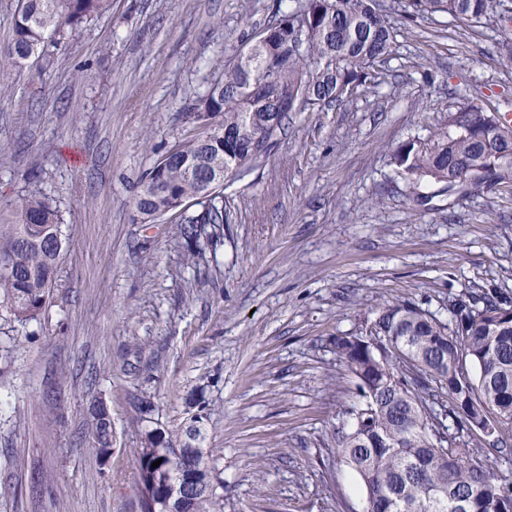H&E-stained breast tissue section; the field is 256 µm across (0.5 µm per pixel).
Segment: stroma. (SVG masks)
Wrapping results in <instances>:
<instances>
[{"instance_id":"stroma-1","label":"stroma","mask_w":512,"mask_h":512,"mask_svg":"<svg viewBox=\"0 0 512 512\" xmlns=\"http://www.w3.org/2000/svg\"><path fill=\"white\" fill-rule=\"evenodd\" d=\"M381 4L394 41L373 82L292 113L268 157L225 181L228 219L198 246L180 226L199 204L144 224L135 194L197 135L185 111L218 64L297 0H112L50 59L7 67L0 205L38 185L72 250L38 320L0 319V512H140L133 450L192 398L224 512H362L331 438L356 400L333 339L366 335L388 302L444 320L462 290L512 293V189L414 191L392 158L469 104L512 102V21ZM101 402L104 461L89 437ZM90 425L91 449L104 460L112 452V420L102 402L92 408Z\"/></svg>"}]
</instances>
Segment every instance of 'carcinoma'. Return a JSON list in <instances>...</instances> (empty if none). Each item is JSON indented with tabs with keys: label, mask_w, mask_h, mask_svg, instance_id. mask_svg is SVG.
Returning a JSON list of instances; mask_svg holds the SVG:
<instances>
[{
	"label": "carcinoma",
	"mask_w": 512,
	"mask_h": 512,
	"mask_svg": "<svg viewBox=\"0 0 512 512\" xmlns=\"http://www.w3.org/2000/svg\"><path fill=\"white\" fill-rule=\"evenodd\" d=\"M112 0H19L8 62L47 55L50 45L105 14ZM416 11L444 12L479 22L501 0H412ZM379 0H303L266 26L219 79L195 96L187 113L216 126L177 147L175 160L153 165L135 195L146 222L169 213L174 201L202 210L181 225L195 243L200 225L222 224L224 178L256 162L282 134L293 112L346 99L343 88L367 83L370 68L390 52L394 35L375 18ZM275 119L276 125L267 121ZM452 131L393 153L412 187L424 181L448 189L512 186V125L497 111L475 105L450 116ZM231 133L224 138L222 131ZM7 270L0 269V307L21 326L38 318L58 280L70 237L60 205L32 189L0 221ZM442 321L410 301L386 304L372 321L382 350L369 353L349 336L334 341L336 356L356 380L359 400L336 428L337 455L364 492L365 512H512L505 487L475 460L483 441L475 429L497 431L492 446L512 456V296L496 287L469 288L448 300ZM198 420L175 430L155 427L135 449L140 512H166L173 490L191 472L208 489L188 497L190 512H224L211 466L212 449L198 445ZM91 449L112 452V420L102 403L92 408ZM161 460L159 466L153 462Z\"/></svg>",
	"instance_id": "obj_1"
}]
</instances>
